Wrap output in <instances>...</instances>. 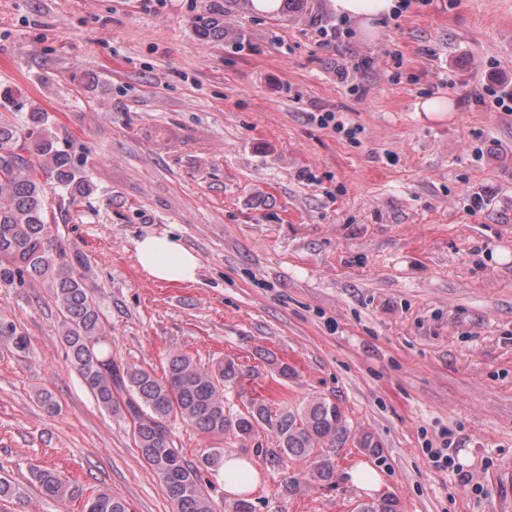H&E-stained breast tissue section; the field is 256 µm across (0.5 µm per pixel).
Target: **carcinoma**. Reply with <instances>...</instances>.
<instances>
[{
	"mask_svg": "<svg viewBox=\"0 0 512 512\" xmlns=\"http://www.w3.org/2000/svg\"><path fill=\"white\" fill-rule=\"evenodd\" d=\"M224 4L207 0L196 18L204 40L224 38L220 17ZM45 113L28 116L0 114V285L32 288L49 294L60 319L59 335L66 358L98 406L128 422L134 445L157 475L174 512H218L201 484V469L219 472L224 449L215 448L202 461L185 458L173 446L167 423L179 420L205 434L232 432L249 438L267 431L276 447L263 448L273 466L294 460L310 475L330 483L336 474V449L352 440L362 450L378 454L381 446L367 432L351 430L341 408L326 398L299 406L286 402L275 409L252 400L241 409L230 406L226 390L244 376L233 359L203 367L179 350L169 354L162 374L122 364L112 356L109 333L90 295L93 272L83 252L70 248L53 232L48 216V190L55 185L76 198L92 192L69 150L54 145ZM0 337L23 356L31 342L17 325L0 316ZM43 493L65 503L80 495L59 472L31 473ZM85 512H129L126 501L107 489L89 496ZM358 512H399L393 497L363 502Z\"/></svg>",
	"mask_w": 512,
	"mask_h": 512,
	"instance_id": "1",
	"label": "carcinoma"
}]
</instances>
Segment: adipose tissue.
<instances>
[{
    "mask_svg": "<svg viewBox=\"0 0 512 512\" xmlns=\"http://www.w3.org/2000/svg\"><path fill=\"white\" fill-rule=\"evenodd\" d=\"M326 7L336 15L356 21L363 33L371 35L377 31V21L392 15L396 3L395 0H327ZM136 257L151 278L170 283L191 277L199 265L198 257L170 233L138 240Z\"/></svg>",
    "mask_w": 512,
    "mask_h": 512,
    "instance_id": "adipose-tissue-1",
    "label": "adipose tissue"
}]
</instances>
